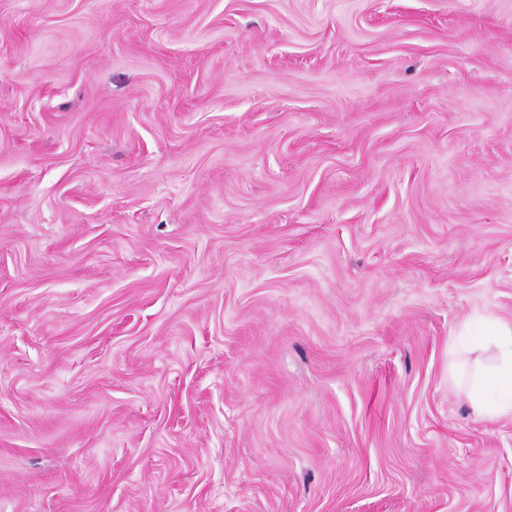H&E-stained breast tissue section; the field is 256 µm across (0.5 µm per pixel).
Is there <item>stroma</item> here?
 <instances>
[{"label": "stroma", "mask_w": 512, "mask_h": 512, "mask_svg": "<svg viewBox=\"0 0 512 512\" xmlns=\"http://www.w3.org/2000/svg\"><path fill=\"white\" fill-rule=\"evenodd\" d=\"M512 0H0V512H512ZM488 325L496 360L487 376L480 373L467 385L465 394L480 415L512 419V328L498 322Z\"/></svg>", "instance_id": "stroma-1"}]
</instances>
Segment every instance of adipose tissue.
Listing matches in <instances>:
<instances>
[{
  "instance_id": "obj_1",
  "label": "adipose tissue",
  "mask_w": 512,
  "mask_h": 512,
  "mask_svg": "<svg viewBox=\"0 0 512 512\" xmlns=\"http://www.w3.org/2000/svg\"><path fill=\"white\" fill-rule=\"evenodd\" d=\"M490 341L497 350L489 374H478L465 394L482 416L489 419H512V327L494 322L490 325Z\"/></svg>"
}]
</instances>
